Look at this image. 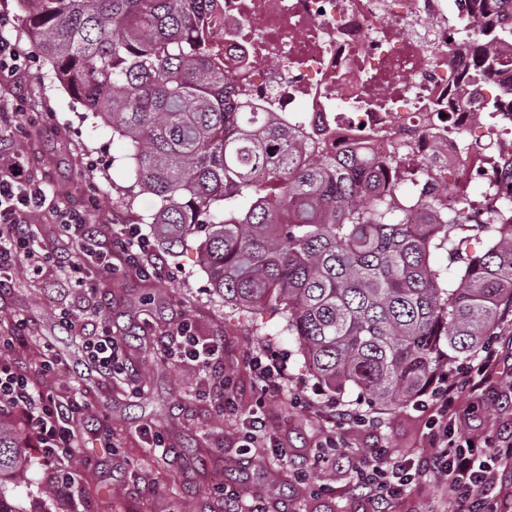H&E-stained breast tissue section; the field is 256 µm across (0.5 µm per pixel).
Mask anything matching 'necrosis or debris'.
Returning a JSON list of instances; mask_svg holds the SVG:
<instances>
[{"label":"necrosis or debris","instance_id":"1","mask_svg":"<svg viewBox=\"0 0 512 512\" xmlns=\"http://www.w3.org/2000/svg\"><path fill=\"white\" fill-rule=\"evenodd\" d=\"M479 0H214L211 48L240 108L280 113L313 150L400 153L449 209L487 216L512 186V114L488 112L512 70H478ZM474 151L467 154L463 143ZM484 197L468 191L473 180Z\"/></svg>","mask_w":512,"mask_h":512}]
</instances>
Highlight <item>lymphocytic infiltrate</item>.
Wrapping results in <instances>:
<instances>
[{"label": "lymphocytic infiltrate", "mask_w": 512, "mask_h": 512, "mask_svg": "<svg viewBox=\"0 0 512 512\" xmlns=\"http://www.w3.org/2000/svg\"><path fill=\"white\" fill-rule=\"evenodd\" d=\"M45 185L16 153L0 151V290L11 286L17 268L43 272L46 257L38 242L39 228L33 219L45 212ZM55 222L71 245L63 259L65 276L86 292L87 303L59 312L63 324L81 333L88 360L110 380L128 379L121 340L101 320L95 303L99 278L121 272L143 280L164 274L161 257L140 225H125L119 235L100 238L84 215L56 211ZM31 329L19 318L0 329V414L22 425L27 440L39 448L49 469L71 456L77 446L75 424L89 411L85 396L69 383L47 390L18 366L16 354L28 347ZM164 356L175 365H188L203 374L204 396L212 398L218 412L237 416L231 378L224 371V343L197 335L184 319L158 337ZM247 361L263 395L279 396L288 387L286 363L268 347L250 351ZM492 349L482 347L467 363L459 379L441 377L428 398H415L413 407L428 413L431 454L407 459L386 447L376 448L371 459L357 466V485L370 504L386 500L410 486L421 485L427 475L439 478L457 512H492L493 491L499 473L512 471V447L487 440H465L456 435L454 423L459 402L479 390L495 373ZM238 434L244 447H262L269 432L266 420L253 414L238 418Z\"/></svg>", "instance_id": "f902f5d3"}]
</instances>
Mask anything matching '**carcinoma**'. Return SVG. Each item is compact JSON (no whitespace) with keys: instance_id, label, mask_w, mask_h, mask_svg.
Segmentation results:
<instances>
[{"instance_id":"obj_1","label":"carcinoma","mask_w":512,"mask_h":512,"mask_svg":"<svg viewBox=\"0 0 512 512\" xmlns=\"http://www.w3.org/2000/svg\"><path fill=\"white\" fill-rule=\"evenodd\" d=\"M210 0H17L54 80L126 142L132 184L151 194L170 253L201 233L214 292L246 312L287 313L314 375L398 408L435 370L469 358L512 312V196L466 224L413 174L361 152L308 155L273 112L231 106L211 59ZM427 214L410 223L413 210ZM486 251L460 252L468 233ZM448 253L454 276L435 261ZM27 454L0 422V512H20L6 483Z\"/></svg>"}]
</instances>
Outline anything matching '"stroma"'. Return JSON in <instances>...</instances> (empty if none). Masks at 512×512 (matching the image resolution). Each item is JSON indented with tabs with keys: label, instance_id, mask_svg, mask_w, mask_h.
Masks as SVG:
<instances>
[{
	"label": "stroma",
	"instance_id": "obj_1",
	"mask_svg": "<svg viewBox=\"0 0 512 512\" xmlns=\"http://www.w3.org/2000/svg\"><path fill=\"white\" fill-rule=\"evenodd\" d=\"M0 12L11 19L6 36L30 54L16 82L0 84V113H21L16 124L0 127V148L19 150L51 189L54 208L83 212L104 232L120 233L123 225L152 213L150 195H139L131 213L118 201L116 186L129 183L125 141L50 79L16 0H0ZM163 260L167 274L162 279L117 275L101 285L103 301L112 305L114 336L135 338V350L126 355L135 383L104 380L91 367L79 385L93 405L81 423L92 459L73 469V512H183L187 505L193 512H222L227 489L248 503L264 499L268 512H370L353 484L350 460L369 458L380 445L420 456L431 453L425 415L409 405L397 411L375 408L376 425L345 427L339 448L326 463L314 465L333 427L324 407L328 395L284 332L282 310L271 306L250 313L225 305L214 293L195 245L164 254ZM78 298L72 289L55 293L32 270L22 268L12 287L0 292V318L29 320L42 348L32 363L47 355L70 364L83 352L75 337L62 333L58 310ZM183 317L193 321L200 335L223 339L224 369L236 381L239 410L252 412L258 400H265L272 447L242 452L236 423L219 417L214 402L199 396V372L164 362L156 339ZM259 345L286 360L291 383L302 391L301 402L288 394L261 398L246 359ZM493 350L504 373L461 403L468 431L492 441L512 437V315L499 324ZM149 429L165 436L168 453L149 448ZM106 434L112 439L108 449L100 445ZM28 454L31 462L10 492L23 512H37V495L48 479L37 450ZM273 480L279 493L269 491ZM437 488L436 478H428L423 488L390 500L388 510L455 512L454 502Z\"/></svg>",
	"mask_w": 512,
	"mask_h": 512
}]
</instances>
